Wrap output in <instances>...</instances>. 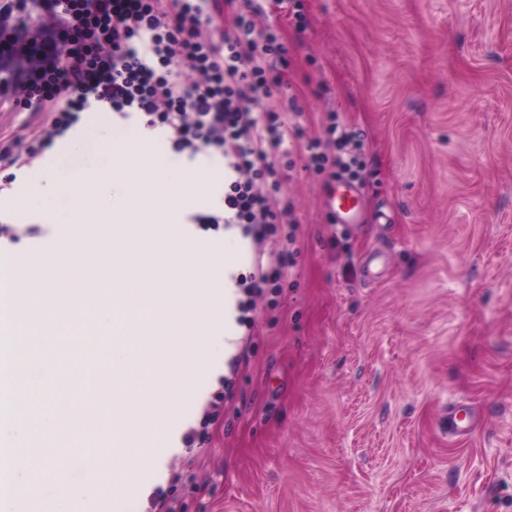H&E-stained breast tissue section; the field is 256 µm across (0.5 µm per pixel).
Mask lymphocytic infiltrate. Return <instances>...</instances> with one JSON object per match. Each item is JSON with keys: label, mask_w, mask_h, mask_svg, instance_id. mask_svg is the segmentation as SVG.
I'll use <instances>...</instances> for the list:
<instances>
[{"label": "lymphocytic infiltrate", "mask_w": 512, "mask_h": 512, "mask_svg": "<svg viewBox=\"0 0 512 512\" xmlns=\"http://www.w3.org/2000/svg\"><path fill=\"white\" fill-rule=\"evenodd\" d=\"M224 0H0V98L29 112L30 134L0 146V189L38 166L46 151L90 114L134 120L161 131L178 157L218 155L224 201L192 215L197 231L237 224L254 249L252 271L237 281V322L252 328L258 298L279 295L296 265L294 205L279 193L280 150L302 142L303 167L326 178L364 182L365 133L328 113L320 134L298 122L287 92L288 48L252 12L231 30H207ZM280 96L278 108L262 109ZM279 246L265 250L270 237Z\"/></svg>", "instance_id": "obj_1"}]
</instances>
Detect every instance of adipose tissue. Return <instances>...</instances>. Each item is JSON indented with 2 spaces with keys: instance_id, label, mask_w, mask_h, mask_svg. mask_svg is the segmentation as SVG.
<instances>
[{
  "instance_id": "obj_1",
  "label": "adipose tissue",
  "mask_w": 512,
  "mask_h": 512,
  "mask_svg": "<svg viewBox=\"0 0 512 512\" xmlns=\"http://www.w3.org/2000/svg\"><path fill=\"white\" fill-rule=\"evenodd\" d=\"M68 287L50 276L17 279L8 259L0 260V417L14 413L21 399L16 347L19 337L42 331L61 336H78V318L84 313L79 301L85 296L83 282L89 276L80 266L69 268ZM73 308L75 317L59 322L64 308ZM22 457L17 443L0 440V512H42L37 491L20 494L14 475Z\"/></svg>"
}]
</instances>
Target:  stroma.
<instances>
[{"instance_id":"1","label":"stroma","mask_w":512,"mask_h":512,"mask_svg":"<svg viewBox=\"0 0 512 512\" xmlns=\"http://www.w3.org/2000/svg\"><path fill=\"white\" fill-rule=\"evenodd\" d=\"M301 4L304 29L276 12L266 22L290 49L288 83L309 132L335 112L366 133L363 222L328 223L323 179L291 171L281 191L296 201L295 275L259 301L252 332L237 329V373L215 345L212 375L172 420L184 436L232 375L209 444L173 453L158 438L155 465L127 484L96 486V445L58 450L35 427L44 406L65 401L113 421L99 390L112 370L111 315L82 319L90 352L38 335L23 354L29 378L42 358L58 378L0 432L20 441L15 481L38 483L47 512H146L159 489L176 512H512V0ZM113 129L108 116L89 117L0 193V219L49 227L11 248L20 277L61 276V231L122 202ZM169 165L174 178L208 173L181 198V216L221 205L222 157ZM49 181L64 194H38ZM88 189L85 213L71 210L66 194ZM214 243L203 266L249 269L254 251L238 229ZM461 405L476 421L466 438L448 430ZM50 453L57 472L40 476ZM64 482L91 492L65 499Z\"/></svg>"}]
</instances>
